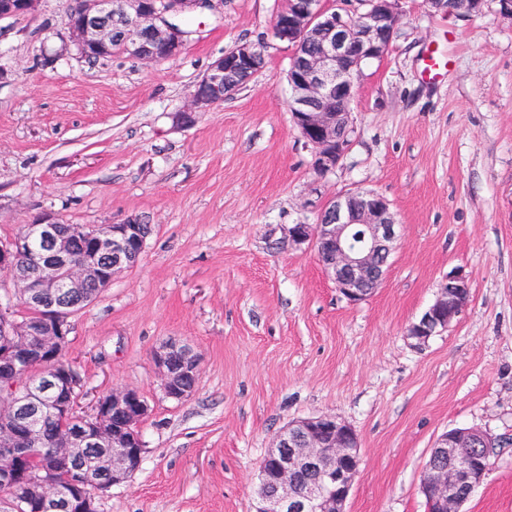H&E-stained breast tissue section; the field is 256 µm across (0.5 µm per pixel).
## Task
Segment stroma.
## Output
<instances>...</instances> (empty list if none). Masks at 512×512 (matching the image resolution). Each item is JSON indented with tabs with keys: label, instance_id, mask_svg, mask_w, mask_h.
Instances as JSON below:
<instances>
[{
	"label": "stroma",
	"instance_id": "obj_1",
	"mask_svg": "<svg viewBox=\"0 0 512 512\" xmlns=\"http://www.w3.org/2000/svg\"><path fill=\"white\" fill-rule=\"evenodd\" d=\"M283 0H224L188 17L180 55L144 65L80 58L67 0L0 21V240L51 214L66 224L153 226L140 263L72 318L78 411L112 389L149 406L144 454L97 512H253L250 486L275 435L331 414L359 440L347 512H426L436 439L486 430L498 446L464 512H512V20L428 14L401 0L390 52L350 104L351 146L318 175L289 112L293 50L272 36ZM265 42L266 63L191 125L176 123L224 51ZM450 59L437 78L431 54ZM357 188L385 197L398 247L383 284L352 303L313 245L288 230ZM470 298L424 344L407 329L449 274ZM192 346L194 392L167 398L152 360Z\"/></svg>",
	"mask_w": 512,
	"mask_h": 512
}]
</instances>
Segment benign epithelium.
I'll use <instances>...</instances> for the list:
<instances>
[{
  "label": "benign epithelium",
  "mask_w": 512,
  "mask_h": 512,
  "mask_svg": "<svg viewBox=\"0 0 512 512\" xmlns=\"http://www.w3.org/2000/svg\"><path fill=\"white\" fill-rule=\"evenodd\" d=\"M37 0H0V20L31 12ZM224 0H77L67 13L71 41L82 58L93 52H112V27L124 29V53L145 64L179 55L185 32L170 18L181 13L218 11ZM399 20L398 0H370L360 12L328 8L322 0H289L276 12L273 35L293 47L288 71L289 111L294 124L313 148V168L328 173L339 166L350 146L353 119L350 102L362 64L380 60L391 48ZM309 42L312 49L300 52ZM265 58L257 44L242 42L217 58L197 82L188 104L176 122L193 123L194 115L224 101L261 69ZM61 221L43 215L24 237L0 243V273L8 275L17 295L38 305L50 322L46 327L0 315V374L11 380L23 364L54 361L68 335L74 310L86 301L83 289L94 283L106 288L112 279L137 266L150 235V224L130 217L111 224L104 232L72 237L58 230ZM398 221L390 204L371 190L356 189L329 198L314 224H294L292 242L313 243L318 260L336 289L350 302L370 296L383 282L388 262L397 247ZM361 244L354 246V229ZM34 238L47 242L40 255V273L18 261ZM82 246L79 263L70 262ZM112 257L104 264L102 257ZM470 297L467 279L448 276L440 295L412 323L407 335L419 343L456 320ZM153 362L167 397L183 400L195 386L186 378L199 376V359L193 348L171 341L156 348ZM74 373L68 369L40 382L0 391V456L12 466L0 470V495L16 492L22 500L34 498L40 512H94V494L130 480L139 469L144 448L133 447L123 433L103 422L112 413L126 427H137L149 407L133 388L117 389L98 401L93 420L81 419L69 427L66 444L56 449L82 472L94 470L93 493L66 489L48 468L31 466V446L43 433L40 420L48 415L67 416L71 400L61 397L73 389ZM494 443L483 431L469 428L440 436L425 464L420 490L427 512H461L471 493L487 473ZM359 442L353 429L329 414L294 421L275 436L259 463L253 488V512H346L358 467Z\"/></svg>",
  "instance_id": "obj_1"
}]
</instances>
